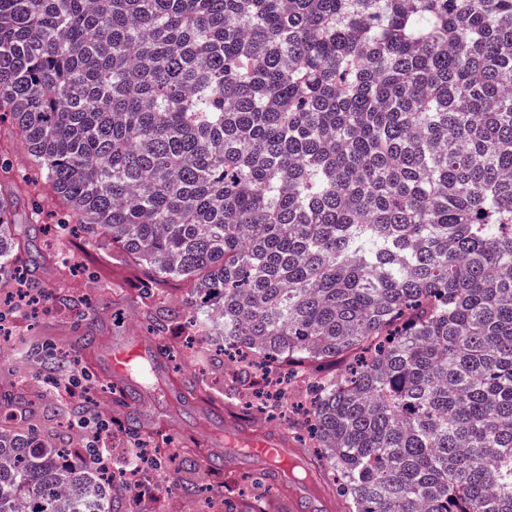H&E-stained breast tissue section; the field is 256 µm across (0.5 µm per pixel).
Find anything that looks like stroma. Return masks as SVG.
<instances>
[{"mask_svg": "<svg viewBox=\"0 0 512 512\" xmlns=\"http://www.w3.org/2000/svg\"><path fill=\"white\" fill-rule=\"evenodd\" d=\"M0 163L10 169L9 179L0 178V195L12 199V222L25 224L35 216L41 224L40 232L29 237L30 253H51L56 264L65 269L61 277L54 269L45 272L37 307L16 306L7 312L9 344L46 336L50 339L49 347L33 349L22 358L11 351L0 360V386L12 390L15 405L32 407L45 437L52 439L56 436V418L65 405L54 397L42 398L43 379L67 369L65 363L52 359V352L66 351L77 358L79 367L103 377L101 360L92 359L81 350L79 339L94 332L103 350L116 342L145 340L143 315L149 303L140 296L139 288L147 270L106 257L102 246L88 243L81 232L65 228V211L6 120L0 121ZM63 292L79 295L93 306V322L100 323V330H92L91 322L80 317L77 310L60 303L59 295ZM193 346L203 354V361L193 369L166 364L159 377L166 397H157L151 387H141L140 408L151 428L170 435L177 449L175 469L198 480L206 493L199 497H170L152 487L141 496L126 494L123 512H183L189 505L203 512L215 496L238 502L263 494L261 487L251 483L256 476L255 463L217 473L207 469L210 459L224 453V422L229 417L240 423L245 437L286 439L294 462L313 455L312 449L304 444V419L298 412L306 402L305 397L285 399L281 407L258 416L247 410L242 400L246 386L239 381L236 364L216 351L205 337H194ZM298 487L294 474L289 472L284 481L272 483L270 494L263 495L270 506L283 507Z\"/></svg>", "mask_w": 512, "mask_h": 512, "instance_id": "1", "label": "stroma"}]
</instances>
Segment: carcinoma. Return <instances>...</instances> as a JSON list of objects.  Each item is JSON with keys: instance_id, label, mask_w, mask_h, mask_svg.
<instances>
[{"instance_id": "1", "label": "carcinoma", "mask_w": 512, "mask_h": 512, "mask_svg": "<svg viewBox=\"0 0 512 512\" xmlns=\"http://www.w3.org/2000/svg\"><path fill=\"white\" fill-rule=\"evenodd\" d=\"M0 112L244 377L355 355L308 420L346 512H512V0H0ZM19 252L0 198V288ZM32 417L0 391V512H117Z\"/></svg>"}]
</instances>
